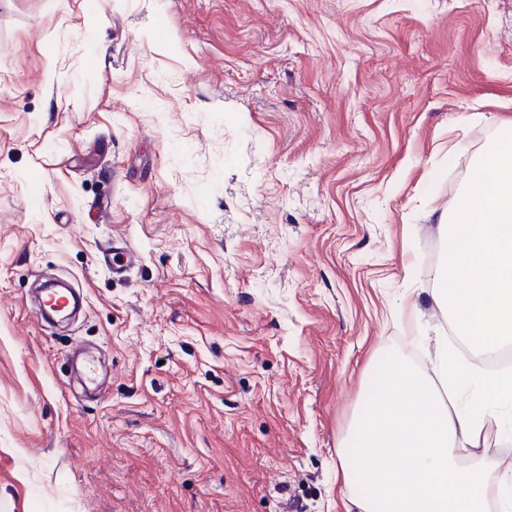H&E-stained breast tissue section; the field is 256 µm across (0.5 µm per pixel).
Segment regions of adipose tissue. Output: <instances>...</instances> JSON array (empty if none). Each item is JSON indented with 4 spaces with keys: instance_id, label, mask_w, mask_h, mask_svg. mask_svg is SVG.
<instances>
[{
    "instance_id": "ef3b65f1",
    "label": "adipose tissue",
    "mask_w": 512,
    "mask_h": 512,
    "mask_svg": "<svg viewBox=\"0 0 512 512\" xmlns=\"http://www.w3.org/2000/svg\"><path fill=\"white\" fill-rule=\"evenodd\" d=\"M432 363L426 371L393 354L372 404L354 417L346 445L357 464L341 474L362 492L346 512H512V471L493 474L474 458L485 424L512 415V376L479 373V397L450 407L441 393L467 368L441 336Z\"/></svg>"
}]
</instances>
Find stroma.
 Wrapping results in <instances>:
<instances>
[{
	"label": "stroma",
	"mask_w": 512,
	"mask_h": 512,
	"mask_svg": "<svg viewBox=\"0 0 512 512\" xmlns=\"http://www.w3.org/2000/svg\"><path fill=\"white\" fill-rule=\"evenodd\" d=\"M510 124L512 0H0V512H345L389 356L481 364L432 273Z\"/></svg>",
	"instance_id": "stroma-1"
}]
</instances>
